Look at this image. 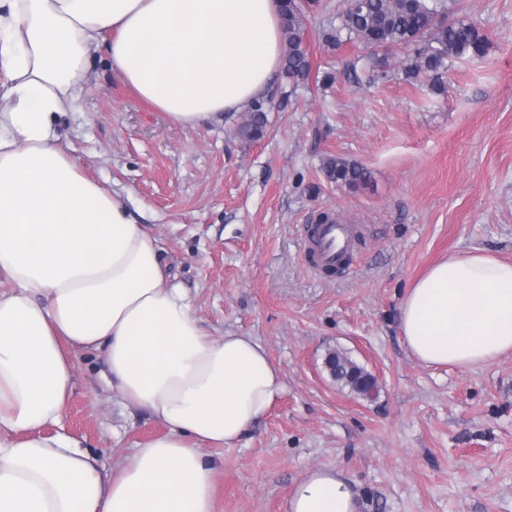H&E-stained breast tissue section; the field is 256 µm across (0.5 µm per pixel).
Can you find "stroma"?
Segmentation results:
<instances>
[{
	"label": "stroma",
	"mask_w": 512,
	"mask_h": 512,
	"mask_svg": "<svg viewBox=\"0 0 512 512\" xmlns=\"http://www.w3.org/2000/svg\"><path fill=\"white\" fill-rule=\"evenodd\" d=\"M319 3L302 19L311 75L274 95L260 139L238 135V114L168 122L113 80L101 47L62 140L157 237L201 324L255 337L281 369L270 413L205 451L215 512H287L323 466L351 477L362 512H512V355L429 368L396 323L405 289L444 256L481 248L512 261V0H451L449 18L482 29L488 52L411 82L413 48L380 60L355 41L330 46L322 32L344 0ZM336 156L369 183L329 181ZM321 211L361 236L339 276L306 259L305 226ZM334 349L376 377L375 399L332 380ZM73 362L62 427L107 475L164 428L117 403L100 356Z\"/></svg>",
	"instance_id": "1"
}]
</instances>
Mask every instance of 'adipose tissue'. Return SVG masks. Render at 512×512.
Returning <instances> with one entry per match:
<instances>
[{
  "label": "adipose tissue",
  "instance_id": "ef3b65f1",
  "mask_svg": "<svg viewBox=\"0 0 512 512\" xmlns=\"http://www.w3.org/2000/svg\"><path fill=\"white\" fill-rule=\"evenodd\" d=\"M281 0H0V512H214L205 449L229 445L283 395L253 337H216L153 235L60 143L89 55L174 124L246 110L280 66ZM396 321L427 367L512 354V261L455 253L408 288ZM165 432L102 475L60 429L74 351ZM350 477L307 473L288 512H361Z\"/></svg>",
  "mask_w": 512,
  "mask_h": 512
}]
</instances>
